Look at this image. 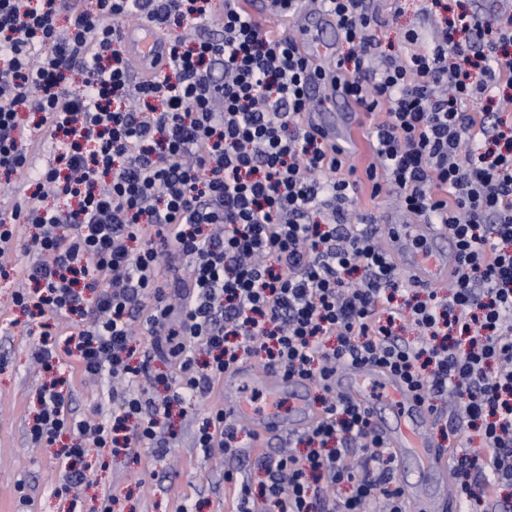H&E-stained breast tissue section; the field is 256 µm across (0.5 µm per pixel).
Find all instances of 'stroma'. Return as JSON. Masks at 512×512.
Returning a JSON list of instances; mask_svg holds the SVG:
<instances>
[{
	"instance_id": "1",
	"label": "stroma",
	"mask_w": 512,
	"mask_h": 512,
	"mask_svg": "<svg viewBox=\"0 0 512 512\" xmlns=\"http://www.w3.org/2000/svg\"><path fill=\"white\" fill-rule=\"evenodd\" d=\"M383 11L399 8L393 24L379 28L375 38L382 50L395 54L407 50L401 35L413 28L430 35L431 16L422 0H378ZM354 214L371 213L381 229L403 223L407 215L399 208L395 193L371 197L362 189ZM14 285L0 282V512H98L103 497H111L112 512H233L234 497L224 485V472L246 474L252 490H259L267 476L255 464V449L244 446L236 453L204 454L194 444L195 434L207 412L218 406L224 391L216 380L211 392L186 404L183 414L173 417L175 436L167 455L141 452L133 458L112 454L107 448H89L84 463L89 481L78 499L56 495L66 478L65 463L57 445L31 441L28 422L47 380L31 360V351L42 331L38 320L14 306ZM68 381L63 394L75 416L90 421L119 415L122 406L112 397L109 379L86 377L76 363L64 368ZM28 504H21V497Z\"/></svg>"
}]
</instances>
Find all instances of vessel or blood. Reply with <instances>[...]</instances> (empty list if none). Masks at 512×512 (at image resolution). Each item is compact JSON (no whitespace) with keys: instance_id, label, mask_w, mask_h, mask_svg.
Returning a JSON list of instances; mask_svg holds the SVG:
<instances>
[{"instance_id":"obj_1","label":"vessel or blood","mask_w":512,"mask_h":512,"mask_svg":"<svg viewBox=\"0 0 512 512\" xmlns=\"http://www.w3.org/2000/svg\"><path fill=\"white\" fill-rule=\"evenodd\" d=\"M124 42L132 70L141 79H151L158 60L167 51L165 35L144 22L126 29ZM317 95L320 109L311 114V123L329 143L345 154H355L363 144L355 113L332 112L334 89L318 90ZM409 237L428 241L430 250L405 248L404 241ZM448 240L446 227L416 219L401 225L387 249L413 284L433 286L454 275L458 268V251ZM331 384L338 394L370 412L376 431L396 463L415 462L420 475L433 484V491L418 497L415 512H445L453 451L439 447L430 438L426 430L431 419L427 403L389 368L375 363L337 370ZM312 389L313 383L308 379L246 362L225 372L220 406L227 419L248 421L256 438L264 441L273 434L303 431L319 420L321 412L311 400Z\"/></svg>"}]
</instances>
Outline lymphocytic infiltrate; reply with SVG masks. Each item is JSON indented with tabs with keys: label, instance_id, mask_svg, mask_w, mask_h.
<instances>
[{
	"label": "lymphocytic infiltrate",
	"instance_id": "1",
	"mask_svg": "<svg viewBox=\"0 0 512 512\" xmlns=\"http://www.w3.org/2000/svg\"><path fill=\"white\" fill-rule=\"evenodd\" d=\"M327 2L346 44L329 70L237 0H225L218 39L204 33L211 0H0V177L32 186L0 212V279L10 254H34L15 306L73 321L65 338L42 331L31 356L45 371L68 356L128 385L123 417L94 424L44 387L30 438L67 432L163 455L172 407L253 355L320 383L373 362L434 417L454 402L464 426L450 433L468 444L454 490L468 512H512L499 495L512 485V127L470 110L512 103V13L461 9L426 49L406 30L415 50L399 57L372 36L384 20L371 0ZM133 18L169 41L148 82L134 81L126 57ZM326 82L378 117L364 170L305 123L310 86ZM26 111L35 125L20 122ZM42 134L55 153L31 177ZM365 184L375 196L391 187L409 214L447 228L460 258L448 294L411 296L373 216L349 210ZM24 224L37 234L22 238ZM402 325L416 337L399 336ZM138 327L153 338L142 350ZM164 357L178 378L155 372ZM147 386L158 397H144ZM321 405L300 437L306 453L257 457L260 493L225 471L236 512H406L367 412L335 395ZM238 433L216 408L195 445L233 453Z\"/></svg>",
	"mask_w": 512,
	"mask_h": 512
}]
</instances>
